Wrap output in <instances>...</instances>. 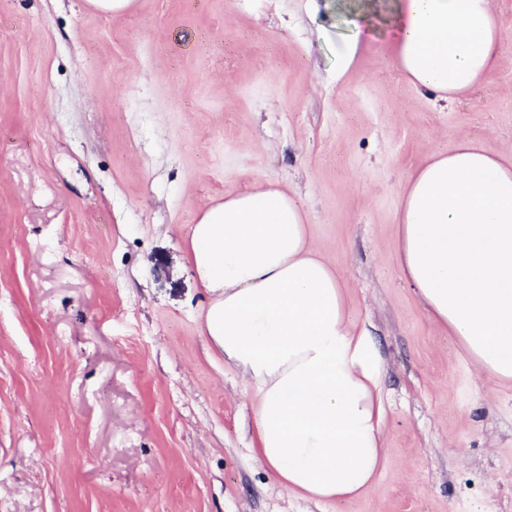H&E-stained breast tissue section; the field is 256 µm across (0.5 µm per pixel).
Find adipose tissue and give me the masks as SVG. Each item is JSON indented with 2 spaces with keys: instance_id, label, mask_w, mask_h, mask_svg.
Instances as JSON below:
<instances>
[{
  "instance_id": "ef3b65f1",
  "label": "adipose tissue",
  "mask_w": 512,
  "mask_h": 512,
  "mask_svg": "<svg viewBox=\"0 0 512 512\" xmlns=\"http://www.w3.org/2000/svg\"><path fill=\"white\" fill-rule=\"evenodd\" d=\"M397 65L445 101L498 62L492 0H368ZM398 263L479 375L512 383V159L472 141L433 153L400 199ZM189 259L210 300L203 331L254 393V459L317 504L351 500L386 460L379 344L287 191L258 185L204 209Z\"/></svg>"
}]
</instances>
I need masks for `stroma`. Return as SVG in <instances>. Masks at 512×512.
Returning a JSON list of instances; mask_svg holds the SVG:
<instances>
[{
  "mask_svg": "<svg viewBox=\"0 0 512 512\" xmlns=\"http://www.w3.org/2000/svg\"><path fill=\"white\" fill-rule=\"evenodd\" d=\"M499 66L454 101L352 0H0V512H512V384L477 378L396 260L402 191L471 140L512 156ZM288 191L379 343L386 465L318 506L251 451L255 399L202 334L187 254L213 201ZM362 31L359 29L336 47V61L340 72L347 70L354 62L361 44Z\"/></svg>",
  "mask_w": 512,
  "mask_h": 512,
  "instance_id": "stroma-1",
  "label": "stroma"
}]
</instances>
